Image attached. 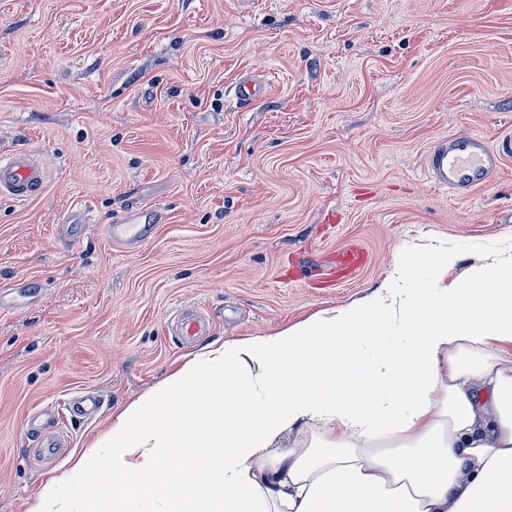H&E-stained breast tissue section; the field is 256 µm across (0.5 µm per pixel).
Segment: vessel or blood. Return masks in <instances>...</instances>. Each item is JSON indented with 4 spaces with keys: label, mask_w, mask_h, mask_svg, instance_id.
I'll return each instance as SVG.
<instances>
[{
    "label": "vessel or blood",
    "mask_w": 512,
    "mask_h": 512,
    "mask_svg": "<svg viewBox=\"0 0 512 512\" xmlns=\"http://www.w3.org/2000/svg\"><path fill=\"white\" fill-rule=\"evenodd\" d=\"M427 163L441 187L465 196L497 174L500 154L483 135L472 133L436 147ZM46 183L45 167L36 154L0 146V198L27 203L42 195ZM103 231L111 242L129 247L145 243L154 235L153 225L142 223L135 210L104 225Z\"/></svg>",
    "instance_id": "vessel-or-blood-1"
}]
</instances>
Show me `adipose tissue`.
I'll list each match as a JSON object with an SVG mask.
<instances>
[{"label": "adipose tissue", "mask_w": 512, "mask_h": 512, "mask_svg": "<svg viewBox=\"0 0 512 512\" xmlns=\"http://www.w3.org/2000/svg\"><path fill=\"white\" fill-rule=\"evenodd\" d=\"M456 261L431 246L345 306L205 346L28 512L100 448L112 512H512V250L460 281Z\"/></svg>", "instance_id": "ef3b65f1"}]
</instances>
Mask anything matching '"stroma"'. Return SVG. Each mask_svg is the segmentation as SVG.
<instances>
[{
	"label": "stroma",
	"instance_id": "1",
	"mask_svg": "<svg viewBox=\"0 0 512 512\" xmlns=\"http://www.w3.org/2000/svg\"><path fill=\"white\" fill-rule=\"evenodd\" d=\"M247 73L269 84L243 110ZM475 132L500 172L450 196L427 156ZM1 143L48 170L39 199L0 200V285L26 286L0 310V512H26L205 345L349 304L433 237L454 279L512 246V0H0ZM79 202L92 228L62 240ZM132 206L164 221L120 252L95 226ZM186 309L207 335L173 333Z\"/></svg>",
	"mask_w": 512,
	"mask_h": 512
}]
</instances>
